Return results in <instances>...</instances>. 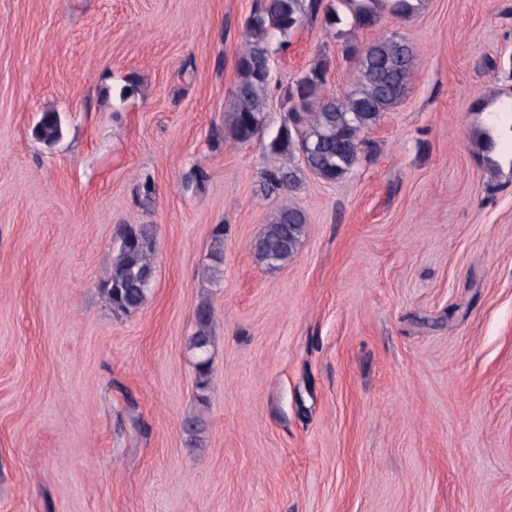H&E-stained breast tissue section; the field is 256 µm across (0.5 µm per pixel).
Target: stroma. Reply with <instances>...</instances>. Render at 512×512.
Listing matches in <instances>:
<instances>
[{
  "label": "stroma",
  "instance_id": "1",
  "mask_svg": "<svg viewBox=\"0 0 512 512\" xmlns=\"http://www.w3.org/2000/svg\"><path fill=\"white\" fill-rule=\"evenodd\" d=\"M253 4L0 0V512H512V0L314 19L271 43L268 125L238 143ZM383 34L416 65L370 158L262 196L284 85L324 54L342 93L346 44ZM288 202L306 234L270 269L250 245ZM128 224L153 225L155 274L126 315L103 283ZM60 119L57 112L46 111L35 126L34 134L36 138L44 143H55L60 137ZM209 260L206 270L211 281H218L223 274L224 264V227L217 226L211 236ZM212 313L206 303H202L196 311L197 331L191 338V345L197 353L196 389L198 398L204 402L211 383V361L209 346L211 344Z\"/></svg>",
  "mask_w": 512,
  "mask_h": 512
}]
</instances>
